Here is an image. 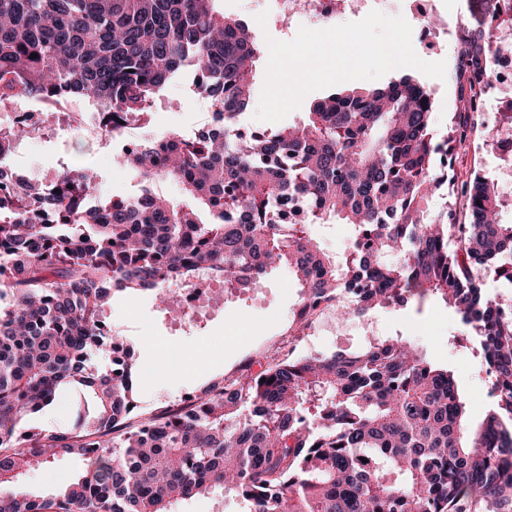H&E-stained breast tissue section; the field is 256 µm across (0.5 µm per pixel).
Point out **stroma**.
Masks as SVG:
<instances>
[{"label":"stroma","mask_w":512,"mask_h":512,"mask_svg":"<svg viewBox=\"0 0 512 512\" xmlns=\"http://www.w3.org/2000/svg\"><path fill=\"white\" fill-rule=\"evenodd\" d=\"M216 7L225 15L254 26L259 55L252 96L260 98L269 58L267 38L289 41L295 32L271 18L265 27L255 26L256 16L269 10V0H217ZM160 98L161 105L153 106L148 116L157 132L177 129L191 133L211 121L212 102L193 90L190 76L167 86ZM83 106L80 99L68 103L63 111L34 99L17 101V109L44 113L45 123L15 147L11 155L14 168L52 179L64 167L89 166L99 172L104 196L133 193V175L119 164L110 135H91L65 120L64 111L78 112ZM497 165L491 146L485 145L482 137H475L456 150L454 168L459 177H467L476 169L494 179L498 176ZM260 286L265 292L262 301H255L249 292L229 296L225 304L212 308L206 320L191 328L172 320L152 297L115 295L110 321L123 329L141 366L152 371L150 380L141 381L135 393L139 412L147 414L175 402L182 394L199 392L258 354L285 345L298 290L282 268L269 270ZM367 322L371 336H404L432 359L447 364L468 399L472 420L483 416L491 404L485 372L464 348L453 344L452 339L460 335L461 328L445 304L430 299L419 306L389 307L372 312ZM174 348L184 351L182 362L170 361L169 352Z\"/></svg>","instance_id":"obj_1"}]
</instances>
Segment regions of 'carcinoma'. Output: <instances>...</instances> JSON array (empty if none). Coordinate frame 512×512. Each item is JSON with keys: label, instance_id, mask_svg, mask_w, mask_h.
<instances>
[{"label": "carcinoma", "instance_id": "1", "mask_svg": "<svg viewBox=\"0 0 512 512\" xmlns=\"http://www.w3.org/2000/svg\"><path fill=\"white\" fill-rule=\"evenodd\" d=\"M214 2L0 0V106L90 96L115 135L190 68L214 107L205 130H145L121 147L135 194L103 199L80 168L56 193L0 168V512H174L218 490L242 512H512V300L485 282L512 287V224L492 180L453 167L492 83L508 0H483L468 24L452 74L461 108L441 133L410 74L340 88L301 127L241 128L258 47ZM32 133L0 130V158ZM167 179L198 208L163 199ZM331 222L354 230L340 259L303 230ZM274 265L300 288L295 340L326 308L344 319L444 302L466 328L453 342L488 377L483 418L469 420L448 367L397 335L254 359L194 407L134 419V353L103 331L112 297L148 292L180 317L173 287L242 293ZM101 353L105 370L93 366ZM69 387L91 393L92 409L67 430L32 427ZM66 456L83 462L78 478L28 491L26 474Z\"/></svg>", "mask_w": 512, "mask_h": 512}]
</instances>
